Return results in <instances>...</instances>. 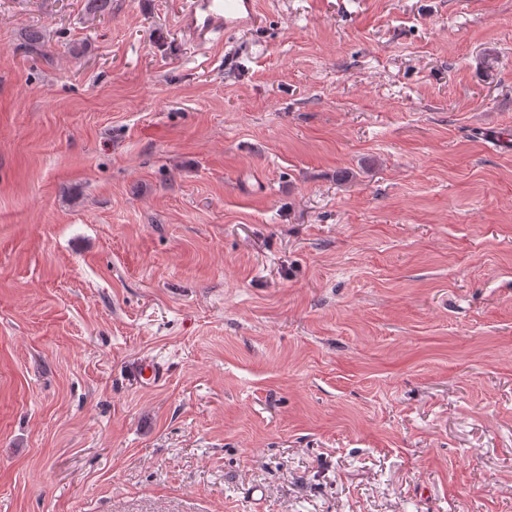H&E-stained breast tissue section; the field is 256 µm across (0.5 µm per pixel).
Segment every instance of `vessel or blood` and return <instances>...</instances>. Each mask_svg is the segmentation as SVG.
<instances>
[{
    "mask_svg": "<svg viewBox=\"0 0 512 512\" xmlns=\"http://www.w3.org/2000/svg\"><path fill=\"white\" fill-rule=\"evenodd\" d=\"M261 10L260 0H185L181 22L199 43H215L252 26Z\"/></svg>",
    "mask_w": 512,
    "mask_h": 512,
    "instance_id": "obj_1",
    "label": "vessel or blood"
}]
</instances>
